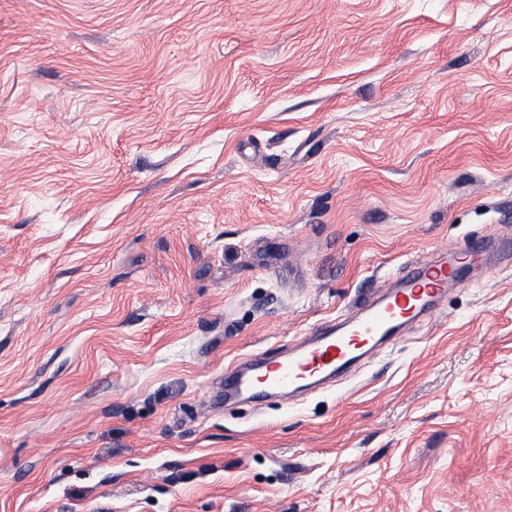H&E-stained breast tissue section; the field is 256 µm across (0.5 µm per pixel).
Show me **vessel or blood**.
<instances>
[{
  "instance_id": "obj_1",
  "label": "vessel or blood",
  "mask_w": 512,
  "mask_h": 512,
  "mask_svg": "<svg viewBox=\"0 0 512 512\" xmlns=\"http://www.w3.org/2000/svg\"><path fill=\"white\" fill-rule=\"evenodd\" d=\"M511 264V239L494 248L477 239L419 261L321 324L303 344L237 361L224 373V399L258 407L272 397L287 401L331 385L355 372L369 353L395 343L407 327L434 321L450 290Z\"/></svg>"
}]
</instances>
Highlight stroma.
Returning a JSON list of instances; mask_svg holds the SVG:
<instances>
[{
	"label": "stroma",
	"mask_w": 512,
	"mask_h": 512,
	"mask_svg": "<svg viewBox=\"0 0 512 512\" xmlns=\"http://www.w3.org/2000/svg\"><path fill=\"white\" fill-rule=\"evenodd\" d=\"M512 235V0H0V512H512V268L224 406L406 261Z\"/></svg>",
	"instance_id": "stroma-1"
}]
</instances>
